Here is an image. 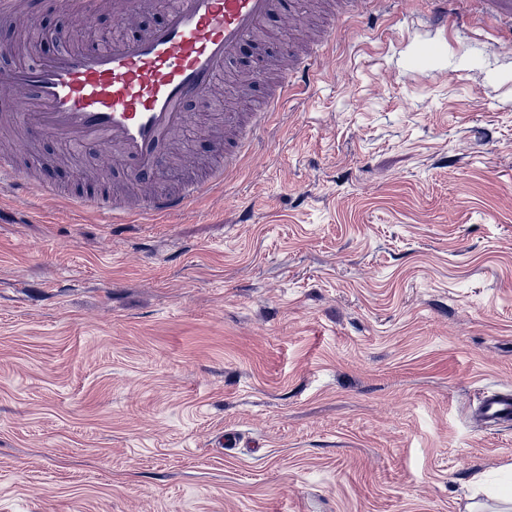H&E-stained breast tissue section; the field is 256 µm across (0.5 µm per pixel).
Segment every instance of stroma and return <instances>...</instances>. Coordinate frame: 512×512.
<instances>
[{"label":"stroma","mask_w":512,"mask_h":512,"mask_svg":"<svg viewBox=\"0 0 512 512\" xmlns=\"http://www.w3.org/2000/svg\"><path fill=\"white\" fill-rule=\"evenodd\" d=\"M384 0L222 190L108 224L0 188V512H500L512 427V23ZM266 20L195 114L252 112ZM220 126L156 176L201 174ZM64 191L96 158L31 141ZM479 417L485 424H503L512 421V394L495 393L486 396L479 406Z\"/></svg>","instance_id":"1"}]
</instances>
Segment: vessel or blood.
<instances>
[{"label": "vessel or blood", "mask_w": 512, "mask_h": 512, "mask_svg": "<svg viewBox=\"0 0 512 512\" xmlns=\"http://www.w3.org/2000/svg\"><path fill=\"white\" fill-rule=\"evenodd\" d=\"M150 5L151 0H112V20L128 22ZM277 13L286 16L290 28H301V16L288 12L285 0H176L158 26L12 62L0 69V86L18 96L0 108V118L22 134L51 137L78 155H100L131 178L134 192L125 198L102 184L83 195H62L65 205L108 214L115 224L180 215L223 185L225 171L237 166L250 142L235 140L207 174L170 191L154 180L172 137L193 124L189 103L214 91L229 63ZM292 91L288 83L279 84L252 113V122H265ZM4 179L19 188L33 181L49 184L42 168L21 169L11 156L0 154ZM479 417L493 425L511 422L512 394L486 396Z\"/></svg>", "instance_id": "obj_1"}]
</instances>
